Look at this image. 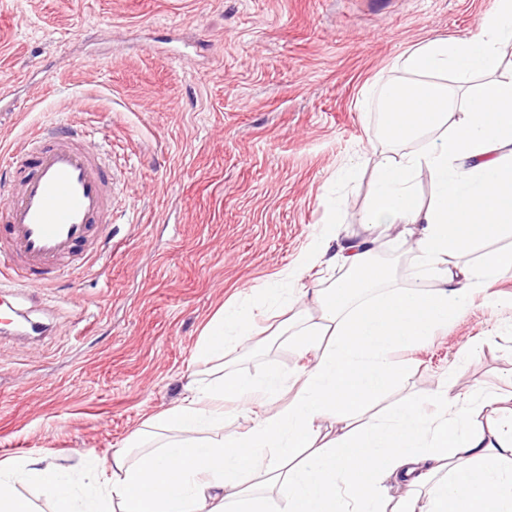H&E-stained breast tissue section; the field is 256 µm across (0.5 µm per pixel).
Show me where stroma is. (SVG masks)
Masks as SVG:
<instances>
[{
    "mask_svg": "<svg viewBox=\"0 0 512 512\" xmlns=\"http://www.w3.org/2000/svg\"><path fill=\"white\" fill-rule=\"evenodd\" d=\"M492 0H0V172L26 137L68 121L109 154L116 204L93 267L24 290L44 335L0 334V462L108 457L174 406L202 330L224 304L277 280L328 224L375 241L400 285L417 282L413 228L364 223L378 166L419 149L378 133L376 93L435 36L475 32ZM374 97H367V90ZM361 168L339 178L350 160ZM256 310L236 374L312 365ZM403 366L375 409L433 393L512 396V273Z\"/></svg>",
    "mask_w": 512,
    "mask_h": 512,
    "instance_id": "35a3bbf8",
    "label": "stroma"
}]
</instances>
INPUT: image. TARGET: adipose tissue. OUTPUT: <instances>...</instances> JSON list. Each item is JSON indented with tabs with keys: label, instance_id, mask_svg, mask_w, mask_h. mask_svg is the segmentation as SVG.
<instances>
[{
	"label": "adipose tissue",
	"instance_id": "adipose-tissue-1",
	"mask_svg": "<svg viewBox=\"0 0 512 512\" xmlns=\"http://www.w3.org/2000/svg\"><path fill=\"white\" fill-rule=\"evenodd\" d=\"M511 42L512 0H493L470 36L431 39L406 54L401 65L413 81L380 96L382 138L439 136L381 163L365 215L369 224L415 227L420 283L394 286L391 268L372 260L373 242L341 243L328 232L281 275L280 287L249 297L251 308H269L306 268H346L288 318L297 350L314 358L288 404L278 402L286 382L275 371L260 378L190 374L179 403L133 435L125 451L87 467L80 485L38 459L1 462L0 512H40V498L49 512H416L414 497L388 495L390 479L425 488V512H512V406H499L496 395L480 403L495 409L489 431L473 421L477 406L445 388L399 403L381 419H362L368 400L402 371L394 350L428 340L489 279L512 271V247L475 265L452 262L487 235L512 238V76L501 74L499 53ZM423 174L435 187L425 206L416 201ZM425 280L434 281L432 290L422 289ZM253 335L248 310L221 308L198 354L223 359ZM228 399L254 415L231 441L213 435ZM426 402L435 417L422 412ZM325 418L346 430L324 439ZM106 470L112 478L105 484Z\"/></svg>",
	"mask_w": 512,
	"mask_h": 512
}]
</instances>
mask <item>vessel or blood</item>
<instances>
[{
  "label": "vessel or blood",
  "instance_id": "1",
  "mask_svg": "<svg viewBox=\"0 0 512 512\" xmlns=\"http://www.w3.org/2000/svg\"><path fill=\"white\" fill-rule=\"evenodd\" d=\"M0 204V303L15 289L48 288L98 256L115 202L112 170L69 124L37 130L12 158Z\"/></svg>",
  "mask_w": 512,
  "mask_h": 512
}]
</instances>
